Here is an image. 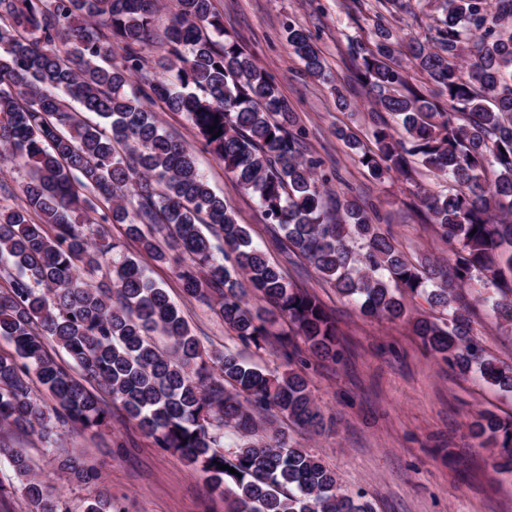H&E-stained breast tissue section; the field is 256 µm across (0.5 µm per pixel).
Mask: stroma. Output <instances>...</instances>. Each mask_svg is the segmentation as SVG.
Returning a JSON list of instances; mask_svg holds the SVG:
<instances>
[{
	"label": "stroma",
	"instance_id": "35a3bbf8",
	"mask_svg": "<svg viewBox=\"0 0 512 512\" xmlns=\"http://www.w3.org/2000/svg\"><path fill=\"white\" fill-rule=\"evenodd\" d=\"M224 28L237 34L260 66L288 98L310 155L336 173L332 186L367 202L380 204L381 227L411 257L427 255L448 262V245L425 221L408 184L390 178L379 182L350 156L336 135L350 126L367 138L370 115L362 86L351 76L350 44L366 39L375 0H214ZM308 29L324 58L328 80L304 75L286 40L288 22ZM344 95L351 110L335 106ZM164 128L194 152L211 187L235 206L240 223L287 280L307 288L336 317L344 357L336 364L308 357L306 372L314 398L329 423L314 433L287 417H274L273 428L285 431L301 447L318 455L336 472L345 491L363 493L375 512H512V475L493 467V451L473 440L469 424L478 411L512 415V394L490 388L475 375L461 376L423 351L408 322L363 316L300 260L272 246L271 230L250 194L201 144L185 116L159 112ZM125 241L155 281L181 308L204 346L233 345L223 322L206 304L183 296L173 264L158 263ZM464 294L477 313L476 329L484 348L512 364V329L499 324L482 297L483 289ZM25 448L38 473L60 493L73 512L107 489L122 512H232L231 494L219 495L179 456L158 448L113 407L112 422L97 432L61 429L52 446L31 434L0 433ZM83 454L96 466L98 480L78 483L59 469L68 452Z\"/></svg>",
	"mask_w": 512,
	"mask_h": 512
}]
</instances>
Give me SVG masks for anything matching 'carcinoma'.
<instances>
[{
  "label": "carcinoma",
  "mask_w": 512,
  "mask_h": 512,
  "mask_svg": "<svg viewBox=\"0 0 512 512\" xmlns=\"http://www.w3.org/2000/svg\"><path fill=\"white\" fill-rule=\"evenodd\" d=\"M403 8L377 0L370 39L353 43V77L372 105L369 142L336 134L373 178L412 186L448 243L446 271L428 256L409 260L381 231L376 204L325 199L334 175L303 151L288 100L224 29L213 0H176L156 76L145 50L158 38V0H0V160L27 168L22 204L0 210V338L12 345L0 354V426L46 443L66 426L99 431L111 420L107 395L157 447L231 491L237 512H373L285 434L258 436L269 411L325 427L308 375L293 367L298 344L283 346L281 371L250 364L234 346L205 348L147 269L109 239L106 225L120 224L153 260L174 262L186 298L211 306L242 346L263 348L279 317L310 353L340 357L333 315L253 243L193 151L159 124L158 101L186 116L288 250L363 315L402 319L405 296L423 299L445 314L412 319L423 347L512 393V364L484 349L458 293L487 289L495 317L512 326V0H437L426 39L406 44L390 22ZM287 40L309 76L327 79L302 27L288 25ZM409 67L426 91L409 82ZM211 125L222 134L212 137ZM415 161L447 188L422 187ZM203 224L222 236L223 256ZM104 265L107 288L87 279ZM252 294L272 309L251 308ZM32 372L53 404L33 391ZM226 428L239 435L227 453ZM469 432L498 449L496 469L512 472V417L481 412ZM0 457L29 512H70L24 449L3 440ZM60 469L79 483L97 478L76 452ZM84 512H114L112 494L98 492Z\"/></svg>",
  "instance_id": "carcinoma-1"
}]
</instances>
